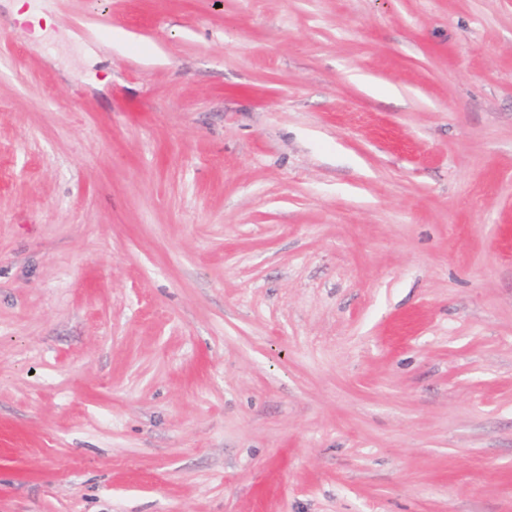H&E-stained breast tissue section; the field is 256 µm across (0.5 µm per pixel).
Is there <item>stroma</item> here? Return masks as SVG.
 Here are the masks:
<instances>
[{"mask_svg": "<svg viewBox=\"0 0 512 512\" xmlns=\"http://www.w3.org/2000/svg\"><path fill=\"white\" fill-rule=\"evenodd\" d=\"M0 0V512H512V0Z\"/></svg>", "mask_w": 512, "mask_h": 512, "instance_id": "35a3bbf8", "label": "stroma"}]
</instances>
